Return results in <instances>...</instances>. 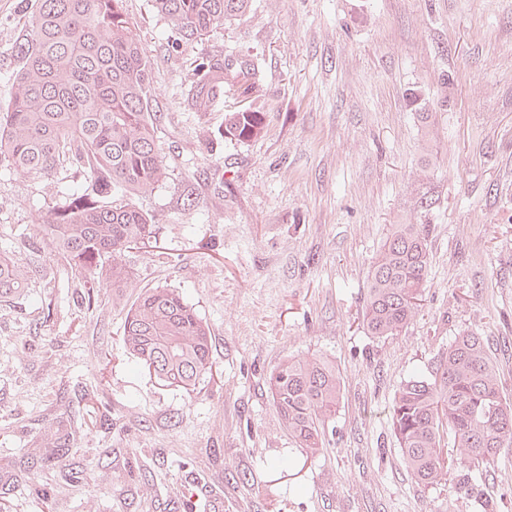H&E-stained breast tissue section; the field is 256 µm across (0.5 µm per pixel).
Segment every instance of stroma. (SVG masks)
<instances>
[{
    "label": "stroma",
    "mask_w": 512,
    "mask_h": 512,
    "mask_svg": "<svg viewBox=\"0 0 512 512\" xmlns=\"http://www.w3.org/2000/svg\"><path fill=\"white\" fill-rule=\"evenodd\" d=\"M36 6L0 0V107ZM125 8L153 63L169 170L141 201L157 245L126 253L127 294L180 291L211 329L214 380L191 395L156 384L123 348L121 309L85 306L78 272L34 237L49 207L88 189L83 172L49 183L0 164V250L30 271L25 298L0 305V501L182 512L180 492L201 481L223 512H512L511 450L426 487L388 415L401 382L465 330L512 396V0H253L198 44L152 0ZM203 52L256 57L257 91L220 84L196 109L188 73ZM243 106L264 130L227 141L224 115ZM396 224L427 225L430 286L407 328L377 338L363 298ZM304 354L329 357L342 381L314 458L267 385ZM91 391L111 424L85 427ZM51 427L64 448L44 447Z\"/></svg>",
    "instance_id": "35a3bbf8"
}]
</instances>
